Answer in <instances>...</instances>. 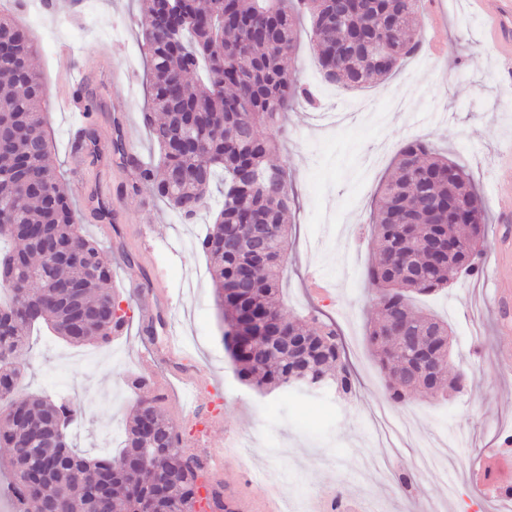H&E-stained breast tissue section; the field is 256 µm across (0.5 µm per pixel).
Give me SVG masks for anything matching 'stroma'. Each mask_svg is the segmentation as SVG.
<instances>
[{
    "mask_svg": "<svg viewBox=\"0 0 512 512\" xmlns=\"http://www.w3.org/2000/svg\"><path fill=\"white\" fill-rule=\"evenodd\" d=\"M98 27H85V0H48L44 12L28 13L17 0H0L30 29L47 91L70 90L74 72L86 77L89 115L65 108L48 115L52 158L66 182L83 179L97 191L116 221L108 231L77 200L85 232L103 248L112 268L113 295L125 315L108 355L88 364L78 355L96 343L72 346L38 331L22 352L23 392L47 391L83 404L84 418L70 444L94 456L108 421L123 423L141 396H159L183 447L205 458L225 486L246 498L252 512L287 507L313 512L316 500L361 498L370 512H512V501L489 499L469 471L488 448L512 436V360L498 351L512 338L496 333L499 311L493 291L512 276L501 242L500 186L512 183V86L503 79L497 51L487 42L482 13L473 0H422L419 23L437 53L408 59L386 81L358 91L322 82L310 42V22L301 18L289 69L314 92L316 103L299 101L270 134L274 157L288 172L295 195L288 262L282 275V311L290 318L318 315L341 335L356 388L346 400L333 392L260 393L242 384L224 350L221 318L200 248L185 240L213 223L203 209L185 223L140 181L138 171L157 156L143 115L150 105L148 65L139 33V0H96ZM134 132L125 154L114 153L116 123ZM90 128L98 155L77 166L71 131ZM421 139L464 167L486 203L482 270L429 296L416 308L450 325V370L467 368L461 391L435 397L418 393L403 406L386 397L384 376L366 341L377 315L374 289L364 271L375 259L372 217L378 188L391 176L394 159L409 141ZM168 294L165 321L181 342L177 379L164 365L146 372L152 343L138 315L142 298L125 288L123 255ZM200 396L196 409L178 396ZM222 415V427L211 419ZM241 458L243 470L216 463Z\"/></svg>",
    "mask_w": 512,
    "mask_h": 512,
    "instance_id": "obj_1",
    "label": "stroma"
}]
</instances>
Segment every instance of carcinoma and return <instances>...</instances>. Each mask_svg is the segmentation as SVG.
<instances>
[{"label":"carcinoma","mask_w":512,"mask_h":512,"mask_svg":"<svg viewBox=\"0 0 512 512\" xmlns=\"http://www.w3.org/2000/svg\"><path fill=\"white\" fill-rule=\"evenodd\" d=\"M142 2V47L152 110L160 117L147 119L159 162L140 178L152 195L192 219L206 203L213 176L223 174L224 200L200 245L217 285L224 348L237 378L264 393L300 392L327 376L339 396L350 394L353 371L335 324L314 315L287 318L281 310L291 196L285 168L268 161L276 145L263 129L308 96L284 64L300 15L309 16L322 73L334 69L330 82L358 89L386 79L416 50L420 0H350L341 27L338 0H177L168 11L158 0ZM359 30L370 40L386 36L389 63L354 48L350 36ZM1 32L7 46L0 54V136L8 147L0 152V207L13 213L14 226L0 227V239L12 244L0 256V282L13 280L17 288L0 301V323L10 321L22 288L29 315L0 333V376L19 378L18 357L31 327L42 324L81 345L108 340L124 316L111 311V266L100 244L83 233L71 191L50 160L46 89L33 63L37 46L27 29L2 16ZM272 169L279 171L277 182L263 178ZM450 200L471 208L478 222L448 223ZM484 214L483 198L465 172L423 142L399 151L395 175L379 187L373 221L378 258L366 280L378 292L381 319L369 328L368 340L397 404L428 388L423 379L407 378L417 360L392 335L399 325L415 345L431 351L429 377L450 388L468 378L463 369L450 380L438 376L445 356L433 337L448 338V324L416 309L413 298L479 272ZM238 224L268 227L266 259L256 258L252 243L237 236ZM450 243L457 246L451 257L444 253ZM285 336L301 345L280 354L266 349ZM2 399L17 406L15 417L0 416V447L9 453L0 468L8 470L9 493L17 496L15 512L36 501L39 512H104L89 488L112 482L126 489L118 512H192L198 479L213 497L223 494L224 485L209 478L203 460L182 448L156 408L158 398L148 396L135 405L115 454L86 457L67 442L52 451L50 479L41 491L30 483L26 464L35 463L38 447H48L55 415L72 421L82 410L60 397L20 395L14 385L0 390ZM147 408L155 447L141 460L136 449ZM119 459L128 465L115 470Z\"/></svg>","instance_id":"cac0c4a2"}]
</instances>
